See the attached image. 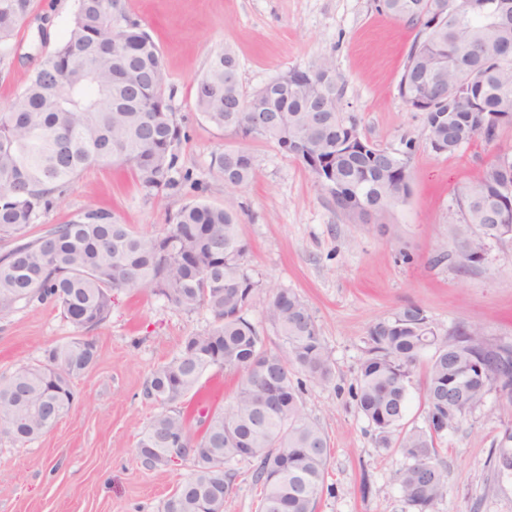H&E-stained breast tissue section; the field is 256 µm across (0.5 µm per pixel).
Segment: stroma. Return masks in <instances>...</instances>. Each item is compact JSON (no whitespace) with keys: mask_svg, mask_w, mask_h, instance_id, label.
I'll return each instance as SVG.
<instances>
[{"mask_svg":"<svg viewBox=\"0 0 512 512\" xmlns=\"http://www.w3.org/2000/svg\"><path fill=\"white\" fill-rule=\"evenodd\" d=\"M76 7V0H35L14 52L0 61V107L25 86L37 58L66 38ZM125 9L161 49L175 119L186 133L178 165L193 181L148 199L131 170L87 168L32 225L31 237L90 203L153 235L186 204L234 201L248 265L263 284L246 317L265 349L281 345L266 304L273 292L289 289L310 307L333 363L331 383L307 384L303 394L306 413L332 448L317 512H414L395 482L404 457L397 447L381 446L351 391L369 327L410 303L424 309L441 336L476 324L491 343L512 344V240L489 242L475 266L463 265L452 243L462 221L459 195L478 184L498 151L512 148V128L493 143L478 137L454 154L433 152L424 113L397 90L416 31L380 14L375 0H125ZM225 49L235 54L248 94L282 72L331 58L344 86V117L355 118L381 147L401 151L414 141L411 193L391 213V232L343 213L303 164L275 144L241 142L196 111L195 80L208 56ZM241 146L253 156L255 176L230 191L214 157ZM210 322L206 310L184 313L147 290L115 294L111 317L92 333L97 363L74 380L77 398L68 414L33 442L0 437V512H159L193 463L149 468L137 459L139 434L162 410L143 398L142 388L179 354L186 336ZM73 335L53 304L19 307L0 318V377L39 362ZM237 381L232 372L206 373L186 409L227 406ZM510 427L512 402L494 389L484 407L438 440L448 493L429 512H512V477L498 476L490 463Z\"/></svg>","mask_w":512,"mask_h":512,"instance_id":"35a3bbf8","label":"stroma"}]
</instances>
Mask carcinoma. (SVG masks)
I'll use <instances>...</instances> for the list:
<instances>
[{
  "label": "carcinoma",
  "mask_w": 512,
  "mask_h": 512,
  "mask_svg": "<svg viewBox=\"0 0 512 512\" xmlns=\"http://www.w3.org/2000/svg\"><path fill=\"white\" fill-rule=\"evenodd\" d=\"M34 0H0V59L33 11ZM386 16L416 34L403 64L398 93L426 114L437 154H453L477 136L488 142L512 127V3L509 0H377ZM293 72L288 85L246 94L228 50L210 55L196 80L194 104L214 127L243 140H264L300 160L336 206L355 220L373 207L385 219L410 192L415 148L393 154L368 141L342 113L343 86L333 61ZM469 82L468 103L445 96ZM168 76L159 46L130 18L122 0H77L66 39L40 56L27 85L0 111V316L20 303H52L77 330L43 361L0 378V435L32 442L75 403L74 379L96 362L90 333L112 313V293L147 289L174 308L209 312L208 328L185 337L180 353L147 379L142 395L165 406L136 443L146 466L166 465L169 448L186 449L193 471L163 501L161 512H224V499L252 465L261 487L259 512H315L331 456L328 436L304 411V381L328 383L332 362L306 302L295 292L272 293L267 321L282 341L267 353L246 319L262 282L249 268L239 215L231 204L183 206L164 233L133 232L109 211L80 209L65 224L29 238L72 179L92 165L130 168L144 197L156 199L191 179L177 168L181 128L166 95ZM509 168L489 164L477 190L459 197L462 223L453 230L469 265L481 262L485 241L512 233V152ZM214 163L226 186L255 173L248 149H226ZM352 397L379 442L396 443L406 459L396 473L414 512L448 492V470L436 441L482 406L495 387L507 397L512 346L490 344L476 325L440 336L417 304L368 329ZM434 350L423 375L425 426L401 428L408 392L422 354ZM241 374L227 408L192 418L180 404L210 370ZM272 402L262 403L265 391ZM197 431H192L191 422ZM512 475V431L493 459Z\"/></svg>",
  "instance_id": "1"
}]
</instances>
